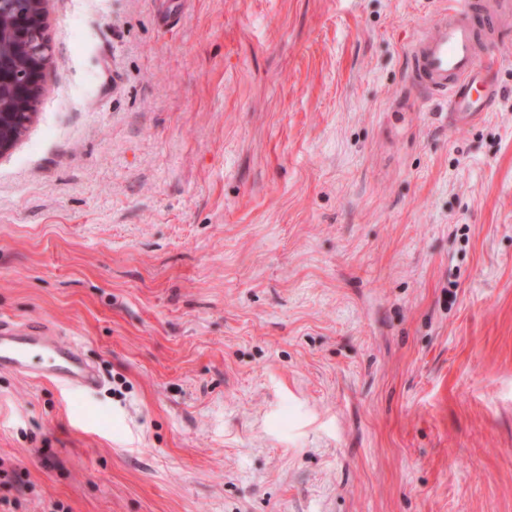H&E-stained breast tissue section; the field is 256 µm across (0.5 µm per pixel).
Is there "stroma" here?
<instances>
[{
  "label": "stroma",
  "instance_id": "obj_1",
  "mask_svg": "<svg viewBox=\"0 0 512 512\" xmlns=\"http://www.w3.org/2000/svg\"><path fill=\"white\" fill-rule=\"evenodd\" d=\"M448 0H47L0 155V512H512V27L449 128ZM0 371L45 379L70 391L92 390L101 383L95 367L51 327L9 319H0Z\"/></svg>",
  "mask_w": 512,
  "mask_h": 512
}]
</instances>
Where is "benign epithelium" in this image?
<instances>
[{"mask_svg": "<svg viewBox=\"0 0 512 512\" xmlns=\"http://www.w3.org/2000/svg\"><path fill=\"white\" fill-rule=\"evenodd\" d=\"M15 34L19 47L29 57V64L26 73L20 74L0 57V84L10 85L16 98L26 100L42 85L45 62L52 46L41 17L36 15H18Z\"/></svg>", "mask_w": 512, "mask_h": 512, "instance_id": "1", "label": "benign epithelium"}]
</instances>
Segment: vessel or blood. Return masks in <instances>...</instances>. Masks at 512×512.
<instances>
[{"label":"vessel or blood","mask_w":512,"mask_h":512,"mask_svg":"<svg viewBox=\"0 0 512 512\" xmlns=\"http://www.w3.org/2000/svg\"><path fill=\"white\" fill-rule=\"evenodd\" d=\"M511 24L512 0H450L411 44L410 78L447 100L451 125L477 121L494 106L500 93L497 34ZM0 371L45 379L70 391L101 383L95 367L51 327L9 319H0Z\"/></svg>","instance_id":"vessel-or-blood-1"}]
</instances>
